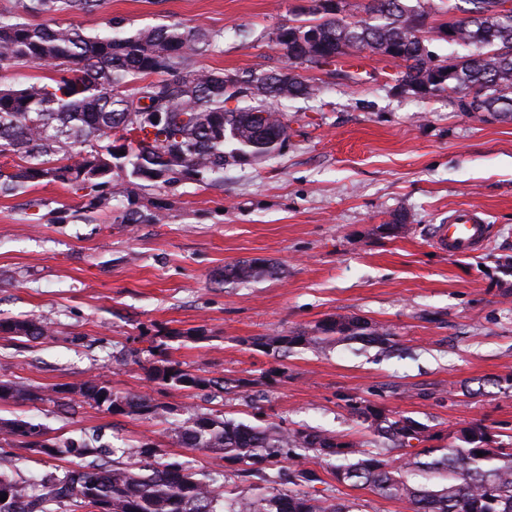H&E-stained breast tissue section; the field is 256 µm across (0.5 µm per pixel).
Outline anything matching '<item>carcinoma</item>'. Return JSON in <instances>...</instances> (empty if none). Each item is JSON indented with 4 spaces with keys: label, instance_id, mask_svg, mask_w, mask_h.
<instances>
[{
    "label": "carcinoma",
    "instance_id": "cac0c4a2",
    "mask_svg": "<svg viewBox=\"0 0 512 512\" xmlns=\"http://www.w3.org/2000/svg\"><path fill=\"white\" fill-rule=\"evenodd\" d=\"M101 0H19L18 13H0V73L22 63L49 68L50 82L0 83V157L19 156L25 166L0 168V196L10 197L46 181L68 184L109 209L112 178L131 192L157 183L184 180L219 183L224 170L241 161L272 157L288 139V120L277 104L310 98L319 87L298 73L280 69L199 68L195 58L219 45L224 34L179 22L129 30L120 21L105 33H86L55 14L96 11ZM313 0L297 25H281L272 41L291 67H329L327 73L354 82L340 63L354 52L381 55L400 68L396 82L421 98L448 96L461 112L512 117V12L501 0H448L456 11L457 39L466 49L455 58L453 74L432 48L435 28L421 0H371L368 17L350 21ZM40 17L32 23L28 17ZM235 105H229V102ZM161 210L147 215L128 210L123 221L158 223ZM268 273L258 261L238 263L225 272L235 280ZM10 334L37 340L49 329L34 317L6 322ZM322 335L268 336L262 345L288 350L336 338L387 346L390 333L358 318H338ZM167 343L151 341L160 357L150 376L164 385L224 388V381L202 378L165 358ZM67 412L84 404L109 413L160 417L167 409L146 396L123 394L96 381L57 389ZM42 392L23 381H0V401L36 402ZM374 447L341 441L320 430L264 428L221 415L185 411L171 429L183 448L221 454L227 467L244 466L267 484L276 477L268 466L289 462L292 491L272 488L253 500L221 491L225 474H199L187 461L165 460L150 442L116 449L99 436L58 439L39 424L15 417L0 419V443L15 442L49 458L65 456L69 465L35 481L0 474V512H353L351 505L309 489L321 481L307 467L313 458L338 461L336 481L363 486L381 498L404 501L411 512H512V448L493 445L482 424L456 432L446 447L409 449L427 431L411 417L391 418L365 407ZM483 456H477V453Z\"/></svg>",
    "mask_w": 512,
    "mask_h": 512
}]
</instances>
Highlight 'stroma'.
Instances as JSON below:
<instances>
[{
    "label": "stroma",
    "instance_id": "obj_1",
    "mask_svg": "<svg viewBox=\"0 0 512 512\" xmlns=\"http://www.w3.org/2000/svg\"><path fill=\"white\" fill-rule=\"evenodd\" d=\"M309 2L101 0L93 13L58 18L89 32L113 18L220 31V50L196 63L232 74L287 69L272 33ZM363 60L358 84L303 69L322 91L282 103L286 143L266 162L226 169L222 183L130 197L116 181L111 210L93 212L58 182L0 197V320L33 314L51 329L35 341L0 333V380L45 390L94 380L168 409L160 419L88 406L66 416L48 400L0 401V417L25 416L61 439L96 433L117 448L148 440L204 474L222 468L218 454L170 438L189 408L363 443L373 433L359 411L371 406L425 424L430 448L473 423L512 442V119L402 93L391 61ZM158 205L162 222L122 221L128 209ZM460 208L483 211L492 233L479 253L454 258L428 230ZM400 212L406 224L385 230ZM254 260L274 275L225 277L226 266ZM339 316L384 327L390 348L336 340L282 353L255 344L317 336ZM155 336L169 337L167 355L181 369L238 388L153 381ZM313 468L354 512H411L336 482L327 462Z\"/></svg>",
    "mask_w": 512,
    "mask_h": 512
}]
</instances>
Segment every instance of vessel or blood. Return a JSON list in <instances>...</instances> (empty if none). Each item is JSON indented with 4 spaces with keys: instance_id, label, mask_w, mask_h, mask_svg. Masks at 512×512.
Here are the masks:
<instances>
[{
    "instance_id": "1",
    "label": "vessel or blood",
    "mask_w": 512,
    "mask_h": 512,
    "mask_svg": "<svg viewBox=\"0 0 512 512\" xmlns=\"http://www.w3.org/2000/svg\"><path fill=\"white\" fill-rule=\"evenodd\" d=\"M489 238V226L477 211L464 208L454 211L447 223L433 227L432 241L443 253L462 257L479 252Z\"/></svg>"
}]
</instances>
